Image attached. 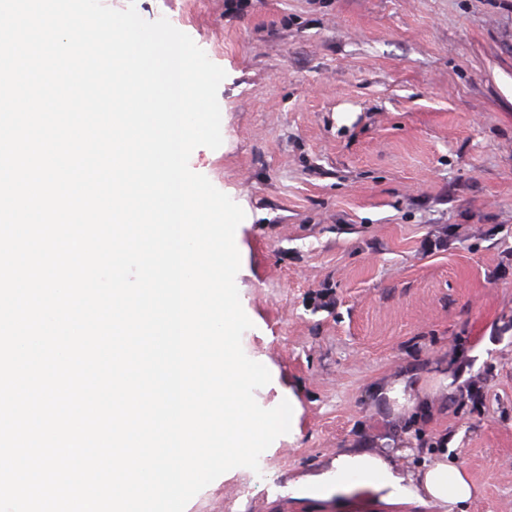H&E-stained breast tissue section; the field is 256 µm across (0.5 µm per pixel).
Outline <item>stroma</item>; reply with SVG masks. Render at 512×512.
<instances>
[{
  "label": "stroma",
  "mask_w": 512,
  "mask_h": 512,
  "mask_svg": "<svg viewBox=\"0 0 512 512\" xmlns=\"http://www.w3.org/2000/svg\"><path fill=\"white\" fill-rule=\"evenodd\" d=\"M187 33L226 77L222 145L193 172L239 204L245 354L300 405L254 476L185 512H413L370 491L277 500L359 439L407 427L402 466L448 456L512 512V7L504 0H112ZM447 238L429 252L426 238ZM461 353V395L390 415L372 387Z\"/></svg>",
  "instance_id": "stroma-1"
}]
</instances>
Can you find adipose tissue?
<instances>
[{
	"instance_id": "ef3b65f1",
	"label": "adipose tissue",
	"mask_w": 512,
	"mask_h": 512,
	"mask_svg": "<svg viewBox=\"0 0 512 512\" xmlns=\"http://www.w3.org/2000/svg\"><path fill=\"white\" fill-rule=\"evenodd\" d=\"M379 408L407 407L414 413H428L434 405V390L427 387L417 369L403 368L391 379L373 388ZM394 449L346 448L339 451L315 476L288 482L286 493L293 498L344 497L358 488L380 492L388 504L426 505L434 503L445 512H466V505L478 493L466 471L445 460L425 462L400 470Z\"/></svg>"
}]
</instances>
